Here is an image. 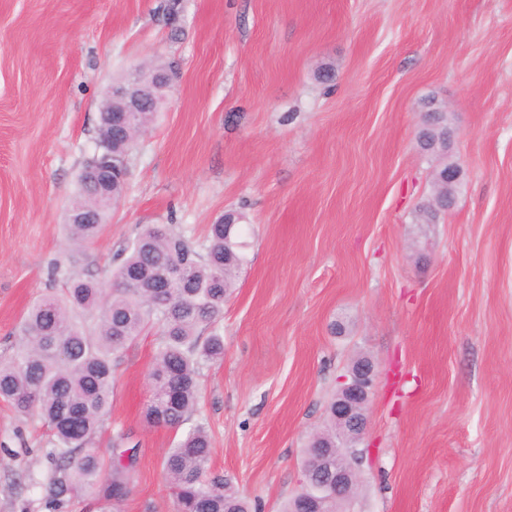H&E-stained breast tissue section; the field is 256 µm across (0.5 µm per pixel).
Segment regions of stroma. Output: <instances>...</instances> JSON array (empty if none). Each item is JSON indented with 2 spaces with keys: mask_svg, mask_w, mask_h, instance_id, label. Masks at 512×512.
<instances>
[{
  "mask_svg": "<svg viewBox=\"0 0 512 512\" xmlns=\"http://www.w3.org/2000/svg\"><path fill=\"white\" fill-rule=\"evenodd\" d=\"M172 77L127 189L75 273L110 285L144 224L195 244L228 211L246 262L216 325L195 421L209 468L280 512L303 449L361 357L376 378L355 512H512V0H0V360L51 292L77 175L112 83ZM447 111V156L421 149ZM462 175L418 213L444 160ZM158 333L114 372L93 448L134 445L124 512H175L146 424ZM51 433L0 401V512H46ZM448 128L447 118L443 112H431L428 118V125L421 130L419 135V141L421 147L430 152H436L438 150L431 147L432 139L440 132L445 131Z\"/></svg>",
  "mask_w": 512,
  "mask_h": 512,
  "instance_id": "35a3bbf8",
  "label": "stroma"
}]
</instances>
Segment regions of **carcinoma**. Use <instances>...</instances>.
<instances>
[{"label": "carcinoma", "mask_w": 512, "mask_h": 512, "mask_svg": "<svg viewBox=\"0 0 512 512\" xmlns=\"http://www.w3.org/2000/svg\"><path fill=\"white\" fill-rule=\"evenodd\" d=\"M153 112L132 114L127 135L103 132L99 118L95 152L114 159L127 157L137 134L153 119ZM448 128L443 112L429 114L419 141L433 151L432 139ZM125 185L99 187L79 174L77 191L66 229L76 248L95 240L103 218L119 202ZM92 215L89 220L80 216ZM230 229L224 220L209 225L205 253L166 224H148L124 249L112 271V284L70 275L61 290L31 304L22 325V344L10 360L0 362V399L25 418H37L50 429L53 448L47 454L44 478L31 477L44 492L50 512H67L76 492L89 495L98 512H120L132 484L130 464L121 445L113 441L111 464L91 450L104 426L112 401L113 373L121 353L149 328L157 329L158 344L149 376L153 382L145 419L152 426L177 430L198 405V376L205 361L224 357V339L201 331L224 314L238 270L246 262L240 240V217ZM178 266L181 277L158 293L146 284L155 271ZM210 435L202 423L190 428L169 449L162 462L173 492L176 512H250V506L230 478L209 470Z\"/></svg>", "instance_id": "1"}]
</instances>
